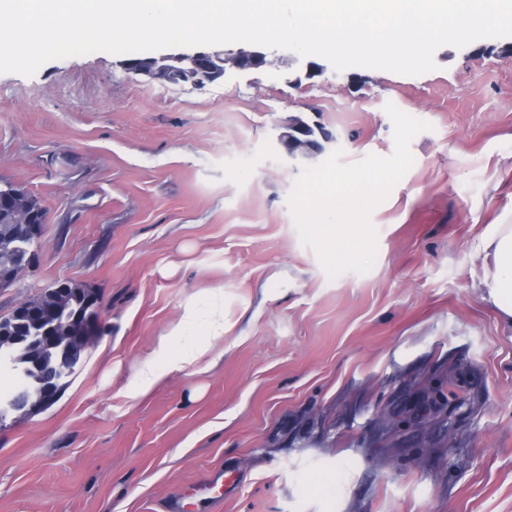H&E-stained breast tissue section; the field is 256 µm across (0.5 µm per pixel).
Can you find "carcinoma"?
<instances>
[{
  "instance_id": "obj_1",
  "label": "carcinoma",
  "mask_w": 512,
  "mask_h": 512,
  "mask_svg": "<svg viewBox=\"0 0 512 512\" xmlns=\"http://www.w3.org/2000/svg\"><path fill=\"white\" fill-rule=\"evenodd\" d=\"M18 213L32 214L38 219L45 216L41 204L25 192L17 193L15 188L7 186L0 189V263L10 261L16 267L23 266L33 243L23 247L16 246V226L12 217ZM57 290L47 288L39 297L28 301V305L39 312L46 308L56 310V316L50 321L43 322L41 317L20 318L10 314L0 319V341L12 339H29L41 336H68L73 327V321L88 320L92 313V299L84 289L66 283L55 284ZM84 346L70 341L66 344L41 342L39 355L32 359L27 351L19 347L12 351L14 367L21 370L24 378L23 389L19 393H34L43 388L59 392L63 384L61 377L65 370L72 368L78 361Z\"/></svg>"
}]
</instances>
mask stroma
Masks as SVG:
<instances>
[{
  "instance_id": "1",
  "label": "stroma",
  "mask_w": 512,
  "mask_h": 512,
  "mask_svg": "<svg viewBox=\"0 0 512 512\" xmlns=\"http://www.w3.org/2000/svg\"><path fill=\"white\" fill-rule=\"evenodd\" d=\"M512 39L435 53L405 76L281 49L194 86L95 52L0 74V184L48 215L0 318L57 281L92 290L100 330L57 399L0 425V512H512V326L480 239L512 210ZM395 104L429 123L374 208L370 271L329 279L288 204L304 165L271 149L294 117L342 160L390 156ZM224 289V359L137 395L187 300ZM451 385L470 400L427 411Z\"/></svg>"
}]
</instances>
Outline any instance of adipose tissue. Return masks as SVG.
<instances>
[{
    "label": "adipose tissue",
    "instance_id": "adipose-tissue-1",
    "mask_svg": "<svg viewBox=\"0 0 512 512\" xmlns=\"http://www.w3.org/2000/svg\"><path fill=\"white\" fill-rule=\"evenodd\" d=\"M482 249L491 255L493 266L486 272L485 285L490 297L508 322L512 323V211L502 213L481 238ZM202 324L201 339L192 350L181 353L174 344L188 327ZM224 356V290L216 287L208 293L207 307L188 303L178 321L172 323L165 336L159 338L153 355L148 356L139 371L138 394L145 395L160 386L171 372L190 366L211 369Z\"/></svg>",
    "mask_w": 512,
    "mask_h": 512
}]
</instances>
